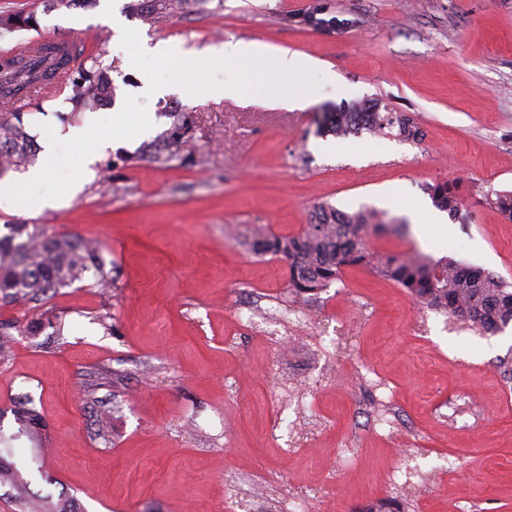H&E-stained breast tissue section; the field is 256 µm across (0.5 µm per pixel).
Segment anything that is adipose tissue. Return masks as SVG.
<instances>
[{
	"instance_id": "obj_1",
	"label": "adipose tissue",
	"mask_w": 512,
	"mask_h": 512,
	"mask_svg": "<svg viewBox=\"0 0 512 512\" xmlns=\"http://www.w3.org/2000/svg\"><path fill=\"white\" fill-rule=\"evenodd\" d=\"M217 60L236 73L235 80L219 84L196 86L197 95L204 97H239L253 92L268 93L272 103L297 109L308 104L300 87L279 88L276 80L283 75L298 77L311 68V60L262 42L224 43L216 54ZM133 130L113 126L104 132L95 120H88L68 132L52 127L42 132L43 162L30 169L24 179L0 181V207L20 215L38 214L62 208L59 195L45 191V184L54 176L79 166L88 167L99 146L106 142L132 139Z\"/></svg>"
}]
</instances>
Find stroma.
Listing matches in <instances>:
<instances>
[{
	"instance_id": "stroma-1",
	"label": "stroma",
	"mask_w": 512,
	"mask_h": 512,
	"mask_svg": "<svg viewBox=\"0 0 512 512\" xmlns=\"http://www.w3.org/2000/svg\"><path fill=\"white\" fill-rule=\"evenodd\" d=\"M312 0H207L159 24L105 21L104 0L41 12L0 0V15L38 10V31L114 62V113L145 130L101 155L82 192L56 212L0 208L21 221L100 242L115 284L87 271L72 285L2 305L0 432L25 402L46 423L47 451L27 440L13 461L31 492L73 496L81 512H512V326L491 336L427 309L370 267H345L318 294H296L288 265L257 257L253 229L296 235L314 208L384 212L400 231L369 234L381 255L449 257L512 284V0H328L345 29L285 24ZM164 41L176 71L136 56L133 38ZM263 41L314 60L305 109L262 98H201L230 80L208 52ZM177 92L143 91L146 77ZM363 103L411 116L420 140L391 129L322 135L317 117ZM189 130L167 161L171 112ZM456 183L447 235L414 223L426 188Z\"/></svg>"
}]
</instances>
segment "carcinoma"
Returning a JSON list of instances; mask_svg holds the SVG:
<instances>
[{
  "label": "carcinoma",
  "instance_id": "carcinoma-1",
  "mask_svg": "<svg viewBox=\"0 0 512 512\" xmlns=\"http://www.w3.org/2000/svg\"><path fill=\"white\" fill-rule=\"evenodd\" d=\"M186 0H130L125 10L143 21L154 23L160 18L184 8ZM328 12L324 0L300 14H290V25L347 27L349 20L336 17L325 19ZM39 27L35 13H14L0 16V29L12 32ZM65 62L52 58L50 62L19 64L7 61L0 65V98L29 97L37 87L52 85L57 71ZM112 64L101 55L90 53L82 64L66 72L60 87L69 91V100L85 104L105 105L112 101ZM168 145L177 146L187 129L188 120L182 113L173 115ZM398 128L406 139H416L418 129L407 115L382 113L375 106L361 105L347 111L325 112L319 122L323 133L346 136L360 128L373 131ZM37 147L25 132L22 113L12 112L0 117V177L10 170L29 165ZM436 208L457 214L461 202L455 186L439 182L430 188ZM388 224L385 214L378 211L343 212L329 204L317 207L309 224L298 235L256 233L245 241L254 255L280 257L288 261L290 285L299 293H318L339 279L343 266L365 263L373 266L381 277L406 289L419 302L460 317L471 326L495 334L512 323V285L481 270L472 269L450 259L434 261L416 252L375 255L364 245L371 230ZM9 233L0 236V301L8 304L54 292L71 285L89 268L98 273L97 285L109 288L111 273L93 246L71 233L48 236L37 224H10ZM41 427V417L33 408L21 415L20 431L33 438ZM0 480L13 483L19 497H29L27 483L19 476L15 465L0 456Z\"/></svg>",
  "mask_w": 512,
  "mask_h": 512
}]
</instances>
